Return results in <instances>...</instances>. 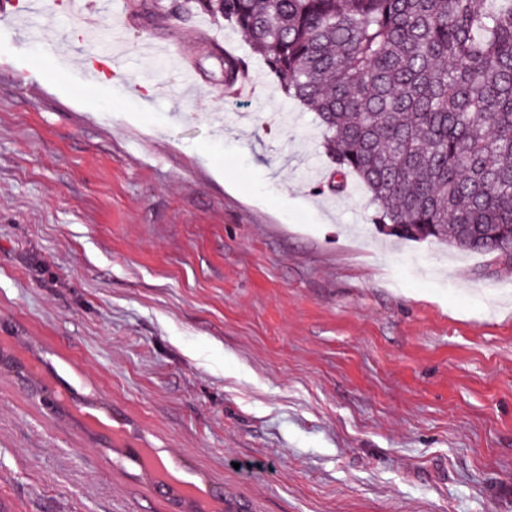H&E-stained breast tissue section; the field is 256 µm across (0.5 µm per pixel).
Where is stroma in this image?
Returning a JSON list of instances; mask_svg holds the SVG:
<instances>
[{
  "label": "stroma",
  "mask_w": 512,
  "mask_h": 512,
  "mask_svg": "<svg viewBox=\"0 0 512 512\" xmlns=\"http://www.w3.org/2000/svg\"><path fill=\"white\" fill-rule=\"evenodd\" d=\"M115 0L85 82L68 15L0 16V345L248 512H512V268L393 241L314 112L180 0ZM48 34L25 39L23 28ZM257 90L220 98L219 60ZM189 55L195 90L171 59ZM13 512H175L0 367Z\"/></svg>",
  "instance_id": "stroma-1"
}]
</instances>
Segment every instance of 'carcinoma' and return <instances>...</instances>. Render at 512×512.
I'll return each mask as SVG.
<instances>
[{
  "label": "carcinoma",
  "mask_w": 512,
  "mask_h": 512,
  "mask_svg": "<svg viewBox=\"0 0 512 512\" xmlns=\"http://www.w3.org/2000/svg\"><path fill=\"white\" fill-rule=\"evenodd\" d=\"M316 112L334 165L407 241L512 254V0H185Z\"/></svg>",
  "instance_id": "cac0c4a2"
}]
</instances>
